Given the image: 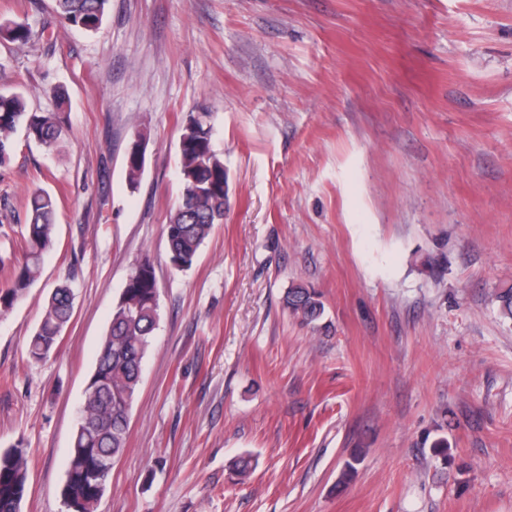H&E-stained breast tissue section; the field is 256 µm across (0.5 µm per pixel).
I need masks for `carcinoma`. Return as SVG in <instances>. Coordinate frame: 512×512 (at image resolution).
Wrapping results in <instances>:
<instances>
[{
  "label": "carcinoma",
  "mask_w": 512,
  "mask_h": 512,
  "mask_svg": "<svg viewBox=\"0 0 512 512\" xmlns=\"http://www.w3.org/2000/svg\"><path fill=\"white\" fill-rule=\"evenodd\" d=\"M65 27L85 32L100 29L110 0H55ZM54 38L44 26L34 30L16 21H0V41L18 48ZM69 126L65 112H31L21 92L0 91V165L10 159L18 130L49 151L62 142ZM210 114L198 112L186 120L179 141L181 198L164 225L169 262L177 270L190 269L212 227L224 223V160L212 148ZM139 144H134L126 173L138 184L142 167ZM56 199L37 189L28 202V222L22 233L21 257L0 255V265L13 268L11 284L0 288V314L10 310L36 281L44 256L55 247ZM154 265L143 254L132 266L125 287L112 308L111 324L101 341L96 368L85 390L83 425L75 429L69 465L62 489L68 512H98L108 487L112 466L123 454L129 416L140 381L142 364L152 346L160 314ZM290 315L313 324L323 314V303L312 288L291 287L283 297ZM73 315L72 289L66 282L50 294L43 318L30 337L27 355L32 362L46 360L57 348ZM29 459L19 445L0 450V512H21Z\"/></svg>",
  "instance_id": "obj_1"
}]
</instances>
